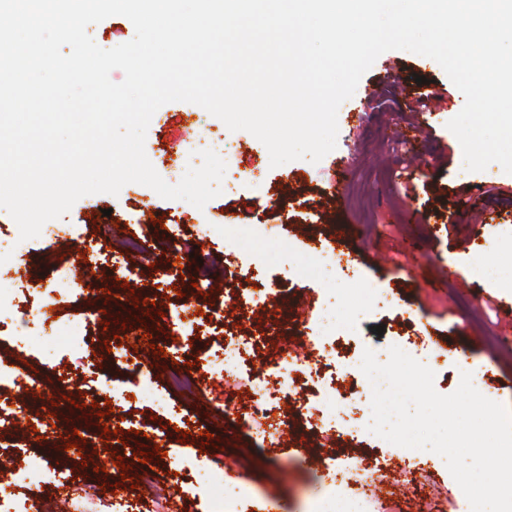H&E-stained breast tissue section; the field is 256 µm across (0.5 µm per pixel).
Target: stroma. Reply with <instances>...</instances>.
<instances>
[{"mask_svg":"<svg viewBox=\"0 0 512 512\" xmlns=\"http://www.w3.org/2000/svg\"><path fill=\"white\" fill-rule=\"evenodd\" d=\"M421 76L434 81L443 101L432 106L417 145L387 143L388 127L409 113V95ZM351 102L366 118L358 125L339 111L332 152L317 163L301 159L275 168L266 147L249 132L228 131L220 119L199 113L201 144L226 138L237 147L226 161L237 194L217 196L201 209L163 199L136 183L116 196H84L61 219L73 243L68 251L44 236L20 240L15 221L0 208V370L6 374L0 412L16 409L30 422L5 442L15 446L17 457L37 455L46 467L37 479L11 467L5 477L11 495L0 498V512H15L18 498L38 500L41 512H83L78 501L85 496L105 505L127 501L132 512H150V495L135 487L136 454L146 442L136 429L145 423L165 433L167 455L152 468L161 484L175 485L182 512H210L208 488L197 476L198 467L208 462L228 463L226 478L247 489L244 497L227 502L224 512H313L329 495L342 460L365 450L377 469L378 487L394 494L392 512H418L423 502L437 504L441 512H471L439 455L429 451L411 458L372 434L324 441L294 417L292 400L273 404V413L292 415L281 442L264 441L239 418L243 396L228 397L223 372L206 360L224 341L254 336L260 340L257 358L248 364L254 371L277 360L290 339L308 355L312 369L335 374L333 358L310 343L322 332L315 313L329 290L299 271L315 262L318 250L349 252L357 264L353 273L337 272L340 293L353 296L372 288L390 305L366 315L338 305L347 327L335 340L337 352L401 345L433 370L434 387L443 395L457 389L462 370L481 372L480 393L512 412V345L493 348L488 342L492 335H512V323L500 313L502 305L512 303V288L494 287L473 274L476 246L493 258L512 255V174L496 163L481 172L465 170L461 145L446 127L465 99L433 59L384 52L361 78ZM184 131L183 114L172 102L153 115L147 131L146 155L170 183ZM341 162L348 163L350 173L339 186L333 174ZM414 163L422 172L412 179ZM229 224L277 227L288 247L276 265H268L244 239L224 234ZM340 224L351 228L341 240L336 237ZM128 238L139 240L141 251H122ZM177 246L182 253L175 261L171 254ZM194 256L211 271L207 306L227 295L259 298L274 284L280 295L269 303V316L245 321L228 309L223 320L203 319L193 337H182L181 349L170 347L173 305L180 296L197 293ZM67 268L82 271L81 289L60 277ZM132 294L139 306L126 321L104 322V308L127 302ZM78 321L87 332L86 346L79 351L56 347L54 331ZM379 324L386 327L380 336L372 332ZM129 333L152 336L163 354L129 347L115 355L114 347ZM135 363L142 366L139 385L151 387L154 398L140 396L139 386L127 387L118 398L99 386L107 376L121 379L123 366ZM186 371L197 377L198 387L170 389L169 375ZM105 402L114 413L98 416L96 407ZM117 415L128 418V425L104 437V425ZM65 421L80 423L79 433H64ZM202 427L211 438L201 445L196 433ZM115 455L127 471L111 465ZM311 455L322 458V465L311 466Z\"/></svg>","mask_w":512,"mask_h":512,"instance_id":"obj_1","label":"stroma"}]
</instances>
